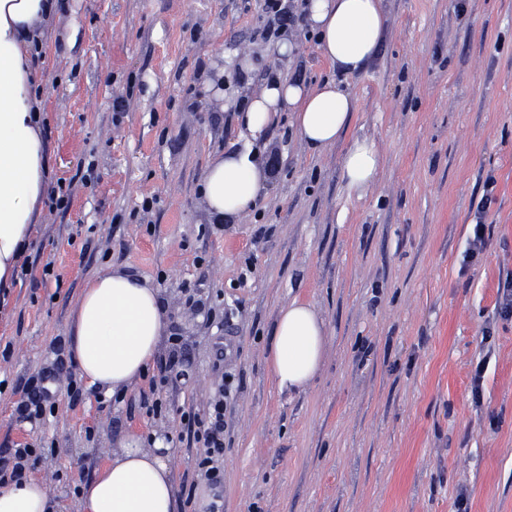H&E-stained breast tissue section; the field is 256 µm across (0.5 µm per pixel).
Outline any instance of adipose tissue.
<instances>
[{"instance_id":"adipose-tissue-1","label":"adipose tissue","mask_w":512,"mask_h":512,"mask_svg":"<svg viewBox=\"0 0 512 512\" xmlns=\"http://www.w3.org/2000/svg\"><path fill=\"white\" fill-rule=\"evenodd\" d=\"M56 0H0V286L12 287L34 224L49 194L48 159L37 106L31 48ZM304 19L337 78L315 87L267 78L249 96L238 120L263 133L288 110L306 147L322 152L349 129L356 102L344 78L363 71L382 43L383 0H305ZM252 149L215 156L200 197L219 222H232L256 206L265 190ZM382 164L375 141L354 139L342 160L348 194L363 195ZM168 313L158 288L122 268L105 266L89 278L72 306L68 350L80 378L107 394L139 382L159 354ZM326 328L310 304L284 305L276 320L267 363L278 387L300 390L324 358ZM163 444L144 447L136 437L119 442L98 473L80 485L81 512H176L170 458ZM46 486L36 480L0 488V512H55Z\"/></svg>"}]
</instances>
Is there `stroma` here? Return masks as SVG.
Here are the masks:
<instances>
[{
	"label": "stroma",
	"instance_id": "obj_1",
	"mask_svg": "<svg viewBox=\"0 0 512 512\" xmlns=\"http://www.w3.org/2000/svg\"><path fill=\"white\" fill-rule=\"evenodd\" d=\"M63 2L34 64L49 182L69 205L45 208L28 272L0 302V452L36 449L28 477L57 512H80V482L121 439L168 440L177 512H199L209 485L181 415L206 409L229 331L224 512H512V318L495 313L512 278V0H384L380 51L346 81L350 129L314 153L278 113L256 142L267 189L233 224L211 222L198 185L248 137L234 102L272 74L331 76L306 27L287 30V56L258 33L260 0ZM243 53L260 65L246 85L233 79ZM219 70L220 100L206 86ZM357 137L383 158L361 197L340 169ZM488 192L486 245L467 265L470 214ZM107 265L159 288L190 378L161 384V355L125 394L62 386L43 420L19 421L24 383L54 361L73 300ZM193 291L209 310L188 304ZM293 300L321 314L326 345L313 382L288 392L266 351Z\"/></svg>",
	"mask_w": 512,
	"mask_h": 512
}]
</instances>
